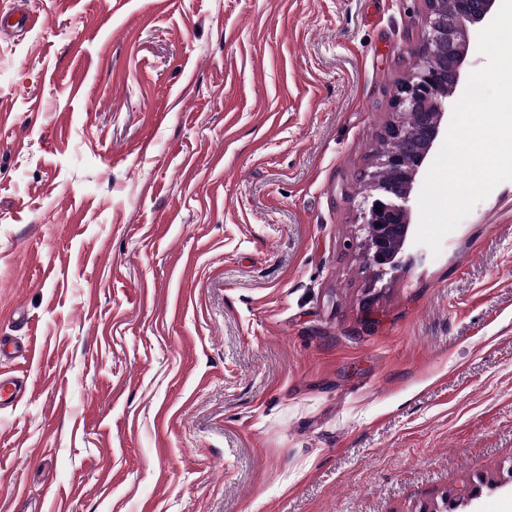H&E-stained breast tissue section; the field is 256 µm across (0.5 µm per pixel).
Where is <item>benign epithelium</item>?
Here are the masks:
<instances>
[{
  "label": "benign epithelium",
  "instance_id": "obj_1",
  "mask_svg": "<svg viewBox=\"0 0 512 512\" xmlns=\"http://www.w3.org/2000/svg\"><path fill=\"white\" fill-rule=\"evenodd\" d=\"M500 0H456L448 12L442 0H426L428 37L412 74L397 89V120L389 123L384 145L369 172L363 224L365 255L379 270L394 262L412 233L411 201L418 169L441 134L448 98L456 90L469 49L468 27L491 19ZM381 207L376 211L375 207Z\"/></svg>",
  "mask_w": 512,
  "mask_h": 512
}]
</instances>
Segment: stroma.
Wrapping results in <instances>:
<instances>
[{
    "label": "stroma",
    "instance_id": "obj_1",
    "mask_svg": "<svg viewBox=\"0 0 512 512\" xmlns=\"http://www.w3.org/2000/svg\"><path fill=\"white\" fill-rule=\"evenodd\" d=\"M17 5L0 512H512V181L364 256L424 0ZM25 377L0 373V408L14 405L25 393L27 384Z\"/></svg>",
    "mask_w": 512,
    "mask_h": 512
}]
</instances>
